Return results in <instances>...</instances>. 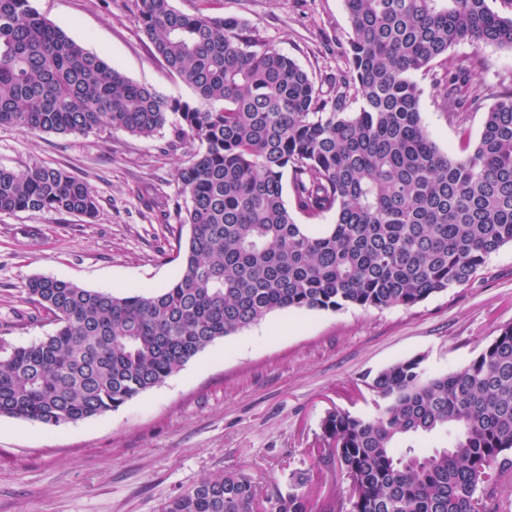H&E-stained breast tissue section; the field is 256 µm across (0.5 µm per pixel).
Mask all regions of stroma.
Returning <instances> with one entry per match:
<instances>
[{
	"instance_id": "1",
	"label": "stroma",
	"mask_w": 512,
	"mask_h": 512,
	"mask_svg": "<svg viewBox=\"0 0 512 512\" xmlns=\"http://www.w3.org/2000/svg\"><path fill=\"white\" fill-rule=\"evenodd\" d=\"M49 23L130 80L192 98L143 37L130 0H31ZM176 8L235 17L314 81L335 72L350 38L344 0H173ZM467 74L462 93L481 107L449 116L434 87L445 70ZM430 138L458 152L478 138L483 107L512 88V53L461 43L418 73ZM165 130L145 139L105 126L86 135L0 127V165L61 167L98 200L94 223L71 214L0 213V342L25 345L55 330L25 290L35 276L113 293L159 291L180 275L176 251L190 229L162 221L178 198L177 170L195 150ZM512 324V245L469 285L403 308L278 311L210 345L164 384L118 410L60 427L0 417V512H161L163 504L224 471L249 474L261 493L287 489L304 470L311 512L346 499V482L323 462L321 422L334 409L373 413L361 384L402 359L428 372L463 367Z\"/></svg>"
}]
</instances>
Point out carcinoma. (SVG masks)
Listing matches in <instances>:
<instances>
[{
	"label": "carcinoma",
	"instance_id": "obj_1",
	"mask_svg": "<svg viewBox=\"0 0 512 512\" xmlns=\"http://www.w3.org/2000/svg\"><path fill=\"white\" fill-rule=\"evenodd\" d=\"M133 2L154 56L194 99L128 79L30 0H0V127L84 135L109 125L140 138L168 128L197 142L178 174L184 201L173 203L190 226L181 273L125 295L30 279L29 298L56 330L0 356V417L60 427L115 411L276 311L413 307L468 284L512 244V91L450 154L423 125L415 81L460 43L512 52V12L491 0H345L347 71L325 92L235 18ZM464 75L436 81L453 116L478 106L458 94ZM25 211L91 223L98 201L62 168L0 166V212ZM327 214L333 223L318 228L297 221ZM423 361L362 375L373 415L336 409L322 421L349 512H499L495 488L512 474V325L460 369L429 375ZM448 431V445L415 450ZM306 481L293 474L264 512H309ZM257 500L255 481L228 471L162 512H255Z\"/></svg>",
	"mask_w": 512,
	"mask_h": 512
}]
</instances>
